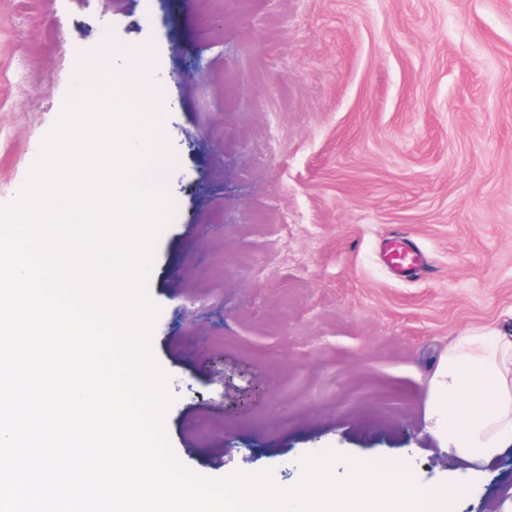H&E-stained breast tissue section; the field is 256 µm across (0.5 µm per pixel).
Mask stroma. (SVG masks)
<instances>
[{"label":"stroma","mask_w":512,"mask_h":512,"mask_svg":"<svg viewBox=\"0 0 512 512\" xmlns=\"http://www.w3.org/2000/svg\"><path fill=\"white\" fill-rule=\"evenodd\" d=\"M99 53L165 105L147 290L180 463L290 489L321 450L339 479L399 457L499 512L512 447L449 462L425 405L456 337L512 329V0H0V206ZM388 266L398 275H411L425 266L421 254L400 240L391 238L382 247Z\"/></svg>","instance_id":"stroma-1"}]
</instances>
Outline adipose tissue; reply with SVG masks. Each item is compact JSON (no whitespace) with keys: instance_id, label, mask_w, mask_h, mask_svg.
<instances>
[{"instance_id":"ef3b65f1","label":"adipose tissue","mask_w":512,"mask_h":512,"mask_svg":"<svg viewBox=\"0 0 512 512\" xmlns=\"http://www.w3.org/2000/svg\"><path fill=\"white\" fill-rule=\"evenodd\" d=\"M426 418L452 460L481 465L512 446V334L458 337L429 382Z\"/></svg>"}]
</instances>
